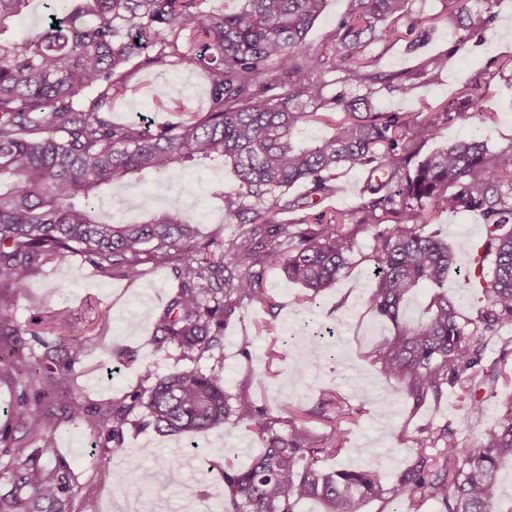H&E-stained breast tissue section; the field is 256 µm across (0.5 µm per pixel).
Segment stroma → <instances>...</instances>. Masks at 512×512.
Listing matches in <instances>:
<instances>
[{"mask_svg":"<svg viewBox=\"0 0 512 512\" xmlns=\"http://www.w3.org/2000/svg\"><path fill=\"white\" fill-rule=\"evenodd\" d=\"M471 20L458 22L448 12V0H406L399 27L420 19H433L418 41H373L367 55L385 73L415 72L409 93L378 91L370 99L376 112H411L438 117V127L420 150L428 156L448 144L474 137L490 149L512 146V69L504 67L512 57V0H469ZM444 56L447 67L423 70L429 58ZM468 89L472 103L450 115L440 106L460 89ZM209 85L203 74L187 78L179 67H155L138 73L132 91L112 102V120L134 123L151 134L159 125L187 119L206 111ZM367 178L366 172L339 171L336 191L317 206L333 215L354 213ZM233 173L223 164L189 169L181 174L197 195L196 202L171 194L168 210L193 224L199 244L221 248L241 232L239 224L224 217L220 193L232 184ZM166 185L153 175L129 181L126 191L105 195L104 216L135 224L150 211L149 205L124 203L125 193L165 192ZM428 232L447 240L456 254L457 271L448 281V293L469 317L484 303L481 288H460L468 269L465 250L481 245L487 229L472 218L458 214L437 215ZM375 227L359 229L349 264L336 284L315 301L304 289L275 269H266L260 283L271 303L243 298L224 325L221 346L204 353L197 365L202 371L224 374V389L235 395L250 393L266 409L274 428L287 433L289 408L305 411L304 423L316 439L329 434L339 413H346L343 449L338 458L325 460L328 468L373 466L385 478H393L410 453L417 430H437L445 424L456 428L460 439L471 443L492 425L498 403L512 396V381L498 389L481 420L471 419L457 394L413 408L379 376L374 351L392 333L368 306L375 279L371 238ZM177 287L172 264L147 261L137 278L129 279L100 271L81 256L52 262L34 274L26 295L0 308V323L18 329L15 339L22 369L0 367V430L9 431V410L19 395L34 408L47 405L52 387L43 371H30L41 351L39 339H60L62 356L73 365L68 387L86 409L109 407L131 392L142 389L141 370L152 366L165 375L188 367L173 347H157L154 323ZM70 321L66 335L55 336L54 316ZM323 322L329 340L309 354L285 339L308 319ZM251 337L249 352L238 339ZM59 429L51 436L57 455L71 469V512H113L124 498L139 499L144 512H218L224 501L222 470L225 464L248 466L265 442L245 425L225 424L197 436L162 435L145 409H135L123 428V443L132 448L140 463L155 469L170 455H179L183 483L170 487L159 498L142 494L134 480L117 485L115 478L125 466L112 457V441L106 432L88 429L83 421L59 412Z\"/></svg>","mask_w":512,"mask_h":512,"instance_id":"stroma-1","label":"stroma"}]
</instances>
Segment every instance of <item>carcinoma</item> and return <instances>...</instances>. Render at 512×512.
Returning <instances> with one entry per match:
<instances>
[{"mask_svg": "<svg viewBox=\"0 0 512 512\" xmlns=\"http://www.w3.org/2000/svg\"><path fill=\"white\" fill-rule=\"evenodd\" d=\"M238 2L227 12L209 0H81L60 14L43 0L47 24L18 34L13 28L30 0H0V288L19 297L43 266L73 255L130 278L148 258L171 262L179 285L156 320V343L195 361L223 339L241 287L267 300L256 288L266 267L282 268L311 301L336 283L354 234L343 217L327 220L310 209L333 194L337 171H366L359 223L395 221L372 237L377 283L369 307L393 328L376 350L377 372L416 407L456 388L468 414L483 417L501 377L486 357L490 340L500 344L499 359L512 356V336L501 335L512 327V146L492 151L462 139L419 161L422 139L434 135L436 123L424 119L411 133V113L371 111V94L404 92L414 78L373 69L364 40L409 36L390 23L404 0H350L329 48L307 41L325 0ZM157 64L204 74L207 111L154 134L112 122V99L129 90L137 71ZM336 70L346 86L366 93H326L325 75ZM310 121L333 126L332 135L297 142ZM216 159L235 176L222 193L225 218L251 225L220 254L198 246L192 225L176 214H149L139 224L99 219L102 186L116 191L149 171L185 192L176 171ZM286 211L301 214L306 228L284 253L276 217ZM444 212L487 227L480 261L465 279L486 282L474 319L445 291L455 264L448 243L425 232ZM424 290L429 301L419 318H407V303ZM41 346L46 377L65 382L72 365L58 361L57 343L43 339ZM142 377L151 385L121 400L110 420L85 412L65 390L54 403L116 442L140 407L162 434H200L230 422L266 437L267 448L250 466H224V512H295L306 499L323 501L325 512H361L374 500L406 504L408 512L426 503L437 512H512V492L499 485L501 467L512 462V399L471 445L449 424L434 435L419 432L404 467L387 482L374 467L323 470L321 460L342 450L341 424L320 448L297 427L275 433L249 393L226 394L219 371L161 376L148 366ZM10 418L25 442L17 446L0 434V476L10 484L0 493V512H70V468L48 447L58 418L23 401ZM112 453L156 497L183 482L177 465L161 481L130 449Z\"/></svg>", "mask_w": 512, "mask_h": 512, "instance_id": "obj_1", "label": "carcinoma"}]
</instances>
